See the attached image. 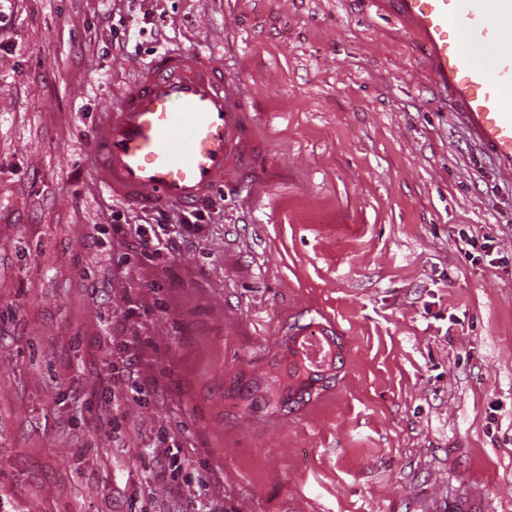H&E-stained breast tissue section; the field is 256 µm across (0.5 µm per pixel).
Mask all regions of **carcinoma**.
Returning <instances> with one entry per match:
<instances>
[{"mask_svg": "<svg viewBox=\"0 0 512 512\" xmlns=\"http://www.w3.org/2000/svg\"><path fill=\"white\" fill-rule=\"evenodd\" d=\"M327 329L320 335L306 334L302 338L284 336L277 344L278 361L284 363L287 382L280 391L267 396L261 391L260 385L252 380L241 377L234 381V394L246 402V407L253 411L276 414L281 411L288 413L307 404L313 398V392L325 391L328 385L321 383L320 365L310 358L308 345L317 341L324 349L323 358L331 352L326 338Z\"/></svg>", "mask_w": 512, "mask_h": 512, "instance_id": "1", "label": "carcinoma"}]
</instances>
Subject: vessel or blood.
Wrapping results in <instances>:
<instances>
[{
  "label": "vessel or blood",
  "instance_id": "obj_1",
  "mask_svg": "<svg viewBox=\"0 0 512 512\" xmlns=\"http://www.w3.org/2000/svg\"><path fill=\"white\" fill-rule=\"evenodd\" d=\"M426 55L434 84L453 93L474 137L512 166V0H381ZM243 76L210 51L168 47L139 65L95 114V180L133 208H191L259 174L247 150Z\"/></svg>",
  "mask_w": 512,
  "mask_h": 512
}]
</instances>
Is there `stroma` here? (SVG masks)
I'll list each match as a JSON object with an SVG mask.
<instances>
[{
    "label": "stroma",
    "instance_id": "stroma-1",
    "mask_svg": "<svg viewBox=\"0 0 512 512\" xmlns=\"http://www.w3.org/2000/svg\"><path fill=\"white\" fill-rule=\"evenodd\" d=\"M164 45L245 71L262 178L176 250L100 247L92 115ZM310 322L342 340L337 383L245 411L234 380L273 386ZM201 490L224 512H512V169L375 0H0V512H190Z\"/></svg>",
    "mask_w": 512,
    "mask_h": 512
}]
</instances>
